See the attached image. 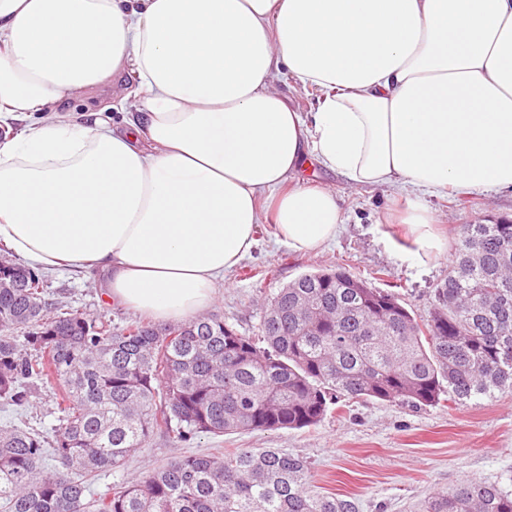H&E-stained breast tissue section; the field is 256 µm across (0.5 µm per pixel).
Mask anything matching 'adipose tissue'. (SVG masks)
<instances>
[{
	"mask_svg": "<svg viewBox=\"0 0 512 512\" xmlns=\"http://www.w3.org/2000/svg\"><path fill=\"white\" fill-rule=\"evenodd\" d=\"M124 75L125 123L76 110ZM309 164L411 190L394 254L446 259L422 198L512 188V0H0V244L25 266L194 318L262 224L299 253L337 237ZM289 85V86H288ZM282 90L290 103L301 112H312L315 108V100L318 93L311 87H304L299 83H294L286 77L283 81Z\"/></svg>",
	"mask_w": 512,
	"mask_h": 512,
	"instance_id": "1",
	"label": "adipose tissue"
}]
</instances>
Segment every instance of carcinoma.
I'll list each match as a JSON object with an SVG mask.
<instances>
[{
    "label": "carcinoma",
    "instance_id": "cac0c4a2",
    "mask_svg": "<svg viewBox=\"0 0 512 512\" xmlns=\"http://www.w3.org/2000/svg\"><path fill=\"white\" fill-rule=\"evenodd\" d=\"M344 268L306 272L262 305L258 335L201 315L113 327L43 300L45 276L0 256V399L16 406L52 380L62 424L0 428L4 512H360L312 485L304 457L279 448L180 456L112 493L90 481L154 434L316 426L342 397L466 406L512 393V224H465L418 320ZM418 512H512V492L462 481Z\"/></svg>",
    "mask_w": 512,
    "mask_h": 512
}]
</instances>
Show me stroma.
I'll return each mask as SVG.
<instances>
[{
    "label": "stroma",
    "instance_id": "1",
    "mask_svg": "<svg viewBox=\"0 0 512 512\" xmlns=\"http://www.w3.org/2000/svg\"><path fill=\"white\" fill-rule=\"evenodd\" d=\"M311 183L334 188L345 224L336 241L320 251L297 254L262 234L261 243L241 270L227 275L208 312L240 332L258 333L263 301L299 274L344 266L373 287L400 294L418 318H429L434 290L448 276L447 261L420 268L398 260L390 243L397 226L385 223L389 211L407 200L395 187H349L325 170L311 168ZM441 214L449 246H456L460 228L489 220L512 222V192L427 198ZM45 297L67 308L91 313L113 326L138 321L136 313L112 306L77 270L49 273ZM58 382L41 386L30 403L19 408L0 400V426L32 427L53 436L61 414L55 404ZM236 448H279L312 464L315 486L323 492L359 499L362 512H415L424 497L460 481H490L512 490V395H500L467 406L417 410L393 403L359 402L337 411L318 426L253 431L224 436L199 435L177 443L154 435L120 468L101 473L94 490L107 494L113 485L131 482L145 470L177 455H210Z\"/></svg>",
    "mask_w": 512,
    "mask_h": 512
}]
</instances>
